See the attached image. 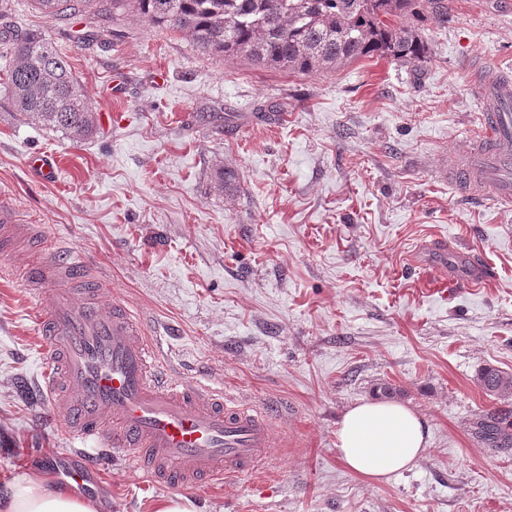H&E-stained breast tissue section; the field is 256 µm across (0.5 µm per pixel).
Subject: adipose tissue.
<instances>
[{
    "label": "adipose tissue",
    "instance_id": "1",
    "mask_svg": "<svg viewBox=\"0 0 512 512\" xmlns=\"http://www.w3.org/2000/svg\"><path fill=\"white\" fill-rule=\"evenodd\" d=\"M429 429L411 408L380 399L356 404L337 431L343 464L381 482L412 468L429 445ZM99 501L81 496L34 472H23L0 489V512H103Z\"/></svg>",
    "mask_w": 512,
    "mask_h": 512
}]
</instances>
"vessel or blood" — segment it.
I'll return each mask as SVG.
<instances>
[{
  "label": "vessel or blood",
  "mask_w": 512,
  "mask_h": 512,
  "mask_svg": "<svg viewBox=\"0 0 512 512\" xmlns=\"http://www.w3.org/2000/svg\"><path fill=\"white\" fill-rule=\"evenodd\" d=\"M479 125L448 160L461 193L512 203V75L488 74L473 84ZM14 204L0 195V236L29 237ZM82 258L66 249L32 265L29 292L44 301L38 323L48 367L44 391L57 425L71 437L104 440L75 463L66 453L61 480L86 485L109 462L167 487L200 488L254 471L270 448L268 412L225 398L223 391L170 374L140 322L123 305L103 312L96 299L72 300Z\"/></svg>",
  "instance_id": "1"
}]
</instances>
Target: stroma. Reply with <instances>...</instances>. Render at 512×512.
<instances>
[{
	"label": "stroma",
	"instance_id": "35a3bbf8",
	"mask_svg": "<svg viewBox=\"0 0 512 512\" xmlns=\"http://www.w3.org/2000/svg\"><path fill=\"white\" fill-rule=\"evenodd\" d=\"M448 8L424 67L298 76L204 54L112 0L71 20L0 0V29L47 31L99 117L76 142L16 112L0 39V190L40 230L0 243V487L52 477L77 445L42 393L39 305L20 279L59 246L106 281L103 310L124 303L160 333L173 372L272 408L261 469L186 490L199 512H512V448L471 431L502 403L478 371L512 373V204L461 197L446 168L476 122L474 67L512 73V0ZM87 27L97 39L75 42ZM35 151L57 155V180L33 176ZM218 165L235 194L214 188ZM434 245L489 266L491 288L430 294ZM384 385L431 439L412 471L372 483L342 464L336 431ZM176 494L118 465L86 492L107 512Z\"/></svg>",
	"mask_w": 512,
	"mask_h": 512
}]
</instances>
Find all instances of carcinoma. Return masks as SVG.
<instances>
[{"instance_id":"carcinoma-1","label":"carcinoma","mask_w":512,"mask_h":512,"mask_svg":"<svg viewBox=\"0 0 512 512\" xmlns=\"http://www.w3.org/2000/svg\"><path fill=\"white\" fill-rule=\"evenodd\" d=\"M50 18L80 12L82 0H34ZM137 15L182 34L202 52L227 61L312 75L365 58L422 66L431 60L427 26L448 25V0H126ZM7 86L16 111L73 141L98 130L83 85L44 31L17 34ZM237 171L221 166L215 187L231 191ZM479 386L512 396V374L482 368ZM472 434L491 448L512 447V410L494 407L472 422Z\"/></svg>"}]
</instances>
